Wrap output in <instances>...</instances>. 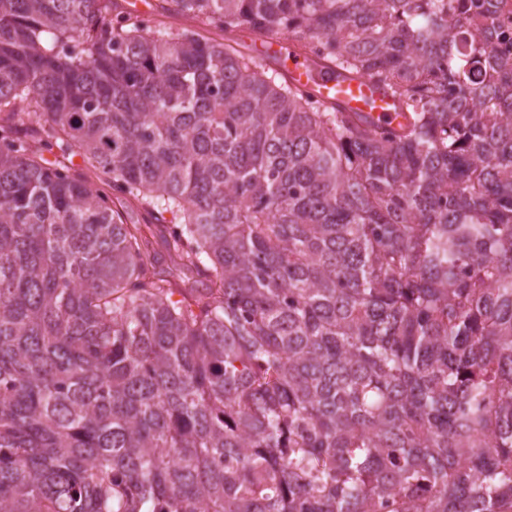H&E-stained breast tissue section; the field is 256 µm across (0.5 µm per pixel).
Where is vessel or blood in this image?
<instances>
[{
    "instance_id": "obj_1",
    "label": "vessel or blood",
    "mask_w": 512,
    "mask_h": 512,
    "mask_svg": "<svg viewBox=\"0 0 512 512\" xmlns=\"http://www.w3.org/2000/svg\"><path fill=\"white\" fill-rule=\"evenodd\" d=\"M258 55L265 61L276 60L291 84L336 104L343 111L361 113L373 122L394 129L402 121L398 105L378 83L318 67L312 61L293 54L287 38H270L261 46Z\"/></svg>"
}]
</instances>
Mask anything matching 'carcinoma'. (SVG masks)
I'll return each mask as SVG.
<instances>
[{
	"label": "carcinoma",
	"instance_id": "cac0c4a2",
	"mask_svg": "<svg viewBox=\"0 0 512 512\" xmlns=\"http://www.w3.org/2000/svg\"><path fill=\"white\" fill-rule=\"evenodd\" d=\"M162 2L227 42L0 0V512H512L493 27L469 0ZM237 30L374 79L406 123ZM259 57L274 58L288 82L309 91L317 98L335 103L344 112H360L371 121L398 129L404 119L395 101L375 81L349 76L334 69L321 68L312 61L293 54L285 37H272L259 48Z\"/></svg>",
	"mask_w": 512,
	"mask_h": 512
}]
</instances>
